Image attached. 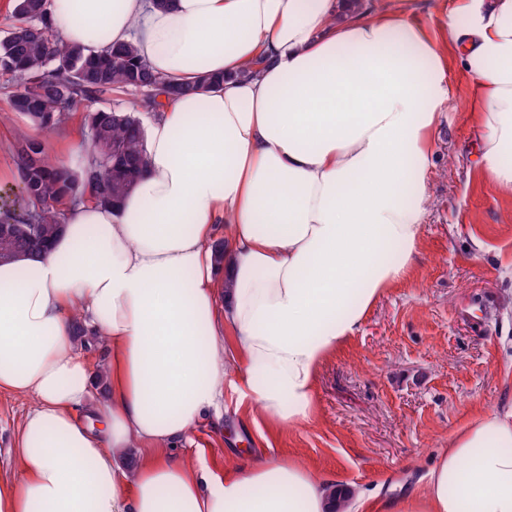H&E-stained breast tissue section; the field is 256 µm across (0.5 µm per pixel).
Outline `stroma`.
Instances as JSON below:
<instances>
[{"label":"stroma","mask_w":512,"mask_h":512,"mask_svg":"<svg viewBox=\"0 0 512 512\" xmlns=\"http://www.w3.org/2000/svg\"><path fill=\"white\" fill-rule=\"evenodd\" d=\"M17 86L0 73V200L21 207L16 131L74 166L90 148L78 121L41 130L11 111L5 92ZM445 89L414 266L319 367L313 419L280 431L226 399L192 433L193 461L220 475L241 456L286 458L342 486L400 495L467 420L512 404V193L477 163L473 79L452 68Z\"/></svg>","instance_id":"1"}]
</instances>
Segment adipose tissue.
<instances>
[{
	"label": "adipose tissue",
	"mask_w": 512,
	"mask_h": 512,
	"mask_svg": "<svg viewBox=\"0 0 512 512\" xmlns=\"http://www.w3.org/2000/svg\"><path fill=\"white\" fill-rule=\"evenodd\" d=\"M49 13L67 44L131 42L163 77L224 81L162 98L119 207L69 205L46 251L0 263V395L34 401L0 512H512V406L473 417L416 488L370 506L290 460L219 476L174 454L229 393L282 428L312 419L319 366L413 267L452 64L474 80L482 169L512 191V0H457L437 37L405 0Z\"/></svg>",
	"instance_id": "1"
}]
</instances>
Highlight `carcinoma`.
Masks as SVG:
<instances>
[{
	"label": "carcinoma",
	"mask_w": 512,
	"mask_h": 512,
	"mask_svg": "<svg viewBox=\"0 0 512 512\" xmlns=\"http://www.w3.org/2000/svg\"><path fill=\"white\" fill-rule=\"evenodd\" d=\"M20 23L0 41V71L23 89L10 96L13 111L39 128L72 119L76 106L116 90L150 85L169 96L199 93L219 79L172 83L157 76L136 47L122 44L104 54L52 38L47 0H14ZM80 121L91 155L79 168L54 161L43 142L18 132L13 149L23 194L34 209L0 206V259L41 251L57 236L63 212L57 205L90 201L120 206L147 165L145 129L139 116L123 110L83 112Z\"/></svg>",
	"instance_id": "cac0c4a2"
}]
</instances>
